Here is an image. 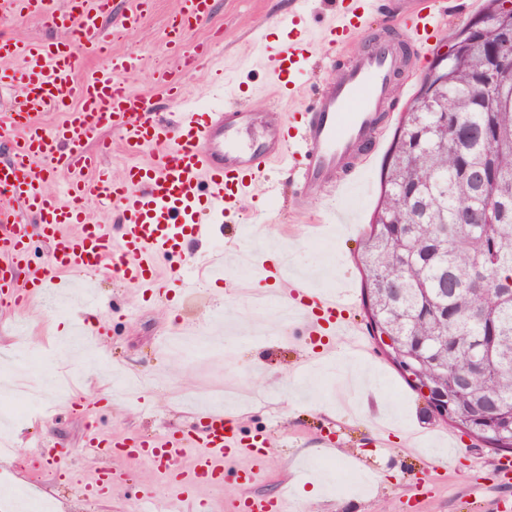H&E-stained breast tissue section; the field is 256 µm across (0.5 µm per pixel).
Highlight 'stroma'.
I'll list each match as a JSON object with an SVG mask.
<instances>
[{"label":"stroma","mask_w":512,"mask_h":512,"mask_svg":"<svg viewBox=\"0 0 512 512\" xmlns=\"http://www.w3.org/2000/svg\"><path fill=\"white\" fill-rule=\"evenodd\" d=\"M288 2L212 0L210 25L190 37L191 43L215 56L212 64L188 77L198 105L209 103L210 85L219 73L232 85L251 88L244 105L252 120L236 135L243 146L262 140L271 122L303 111L314 94L335 79L340 64L364 51L377 33L391 34L408 50L416 48L414 29L393 23L391 12L380 11L350 37L335 61L324 60L320 45L335 15L331 0H312L307 82L300 94L281 97L263 42L285 38L287 30L278 20L287 13ZM433 2L445 22L435 52L443 51L485 5V0ZM177 10L178 0H157L153 13L113 37L111 47L112 53L141 58L142 65L129 74L128 84L150 98L165 117L175 107L154 85L153 75L173 64L165 30ZM381 169V164L372 166L350 201L355 223L339 225L324 223L320 200L300 193L294 173L272 165L269 176L278 190L256 197L266 214L271 244H253L244 224L224 223L216 225L211 241L190 244L186 255L201 261L215 249L229 258L247 251L256 265L271 249L292 247L297 266L323 270L322 284L349 285L355 324L366 333V272L359 254L381 196ZM233 275L228 261L220 274L201 282L200 299L186 305L177 289L136 288L109 275L84 281L56 300L40 299L32 310L20 312L0 304V367L33 369L43 382L97 369L105 376L123 369L144 378L140 390L125 397L113 396L104 380L95 381L88 399L59 400L54 419L44 420L35 407L13 420L9 430L18 439L14 452L0 458V488L8 486L33 499H54L58 512H139L148 493L159 512L167 495L176 491L172 476L91 448L94 433L182 434L197 422L181 395L232 384L246 402L236 416L241 437L248 442L261 435L269 445L263 450V476L258 482L249 487L239 484L237 470L248 463L243 457L226 465L223 484L201 491L209 512H226V505L248 492L273 497L282 491L296 499L298 512H382L386 506L392 512H505L504 503L512 504V488L501 487L496 478L501 451L428 412L419 393L374 339H367L366 354L357 358L345 353L310 374L298 372L310 347L303 325L295 324L287 336H279L273 330L275 306L236 305V291L228 286ZM55 303L64 307L70 329L87 322L108 324L107 334L93 344L102 362L88 355L75 357L63 339L45 342L54 322L49 310ZM187 318L210 335L211 348L172 355L164 344ZM352 359L373 382L366 394L357 396L354 411L347 408L345 391L335 376L342 363ZM378 427L390 431L387 446L372 440ZM56 448L66 449V456L53 457ZM100 470L108 474L102 489L90 484Z\"/></svg>","instance_id":"stroma-1"}]
</instances>
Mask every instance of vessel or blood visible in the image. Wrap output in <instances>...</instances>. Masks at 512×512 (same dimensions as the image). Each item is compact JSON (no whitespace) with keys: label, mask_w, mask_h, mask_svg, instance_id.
Here are the masks:
<instances>
[{"label":"vessel or blood","mask_w":512,"mask_h":512,"mask_svg":"<svg viewBox=\"0 0 512 512\" xmlns=\"http://www.w3.org/2000/svg\"><path fill=\"white\" fill-rule=\"evenodd\" d=\"M146 3L132 0L129 14L113 15L109 0H68L63 8L56 0H0V15H40L48 27L80 34L87 49L106 61L94 75L82 78L73 51L55 50L39 40L0 38V84L14 90L9 109L0 113V288L14 295L18 309H26L74 272L108 270L133 286L147 284L155 260L182 253L186 241L210 237L213 225L237 213L273 160L298 175L302 192H323L333 223H348L339 202L352 194L382 151L376 132L391 91V75L402 68L416 70V59L407 57L394 41L375 42L317 92L309 108L271 127L261 144L245 148L236 142L234 132L252 115L225 104L223 84L214 85L212 100L203 107L189 100L184 86L189 67L207 59L206 53L190 49L185 34L208 22V0H180L181 32L167 39L171 52L183 58L176 68L157 75L177 108L173 117L162 120L149 98L130 89L125 76L140 61L112 55L108 44L114 29L136 24ZM335 6L336 23L322 44L323 55L330 60L377 3L336 0ZM413 16L420 22L418 45L430 50L442 20L426 0H417ZM307 45L299 33L270 48L273 72L284 94L298 88L308 60ZM7 60L21 61L22 66L6 69ZM49 112L62 115L51 129L43 121ZM106 126L128 153L148 144L160 145L161 150L150 164L131 167L123 180H112L99 169L101 156L112 150L111 142L99 137ZM58 178L68 186L64 202L44 187L46 180ZM91 200L116 206L119 235L90 218L86 204ZM36 237L49 244L51 254L50 261L39 267L30 264ZM191 267V261H182L168 275L185 297L196 286ZM21 268L26 271L23 284L6 280V272ZM263 274L284 278L278 267L264 269ZM284 280L275 295L294 311L309 335L331 345L345 343L355 353L363 351L350 321L354 302L347 291L316 290L299 276ZM198 418V435L117 436L109 442L116 453L176 477L179 490L166 512H181L198 489L220 482L230 459L260 456L261 441L243 442L234 419L223 411L207 409ZM233 510L292 512L283 495L246 496Z\"/></svg>","instance_id":"obj_1"}]
</instances>
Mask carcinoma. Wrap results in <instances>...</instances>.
Listing matches in <instances>:
<instances>
[{
    "instance_id": "cac0c4a2",
    "label": "carcinoma",
    "mask_w": 512,
    "mask_h": 512,
    "mask_svg": "<svg viewBox=\"0 0 512 512\" xmlns=\"http://www.w3.org/2000/svg\"><path fill=\"white\" fill-rule=\"evenodd\" d=\"M497 2L444 67L448 80L412 99L431 102L396 128L361 258L370 326L396 332L407 351L428 348V380L448 388V426L512 449L496 434L499 414L512 415V144L502 146L512 99L487 81L512 13ZM454 109L458 123L443 122Z\"/></svg>"
}]
</instances>
